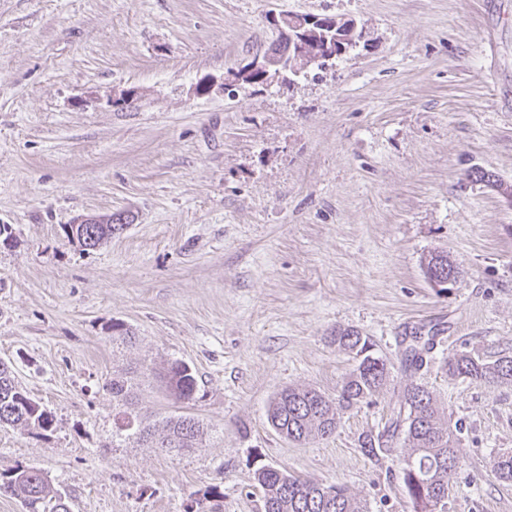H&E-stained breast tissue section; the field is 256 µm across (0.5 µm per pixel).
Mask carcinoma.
<instances>
[{
  "mask_svg": "<svg viewBox=\"0 0 512 512\" xmlns=\"http://www.w3.org/2000/svg\"><path fill=\"white\" fill-rule=\"evenodd\" d=\"M121 216H112L110 224L68 225L67 237L95 239L105 243L122 229ZM438 271L448 279L460 274L459 266L443 253L430 257L426 272ZM415 344L406 348L401 371H418L425 359L426 347ZM332 341L339 349L354 355L357 364L336 396L315 388L284 389L277 393L267 409V420L285 438L307 443L331 436L337 427L339 409L370 403L372 397L392 378L393 366L375 355L369 337L349 328H338ZM448 374L498 385H512V356L487 361L467 351H459L448 360ZM166 397L175 404L195 399L197 379L192 369L181 361L172 362L165 372L156 375ZM112 401L119 411L115 424L124 439L138 446L162 448L182 453L198 448L207 430L195 417L181 414L166 420L165 433L155 434V424L132 403L137 377L124 369L112 372L109 382ZM23 425L43 429L49 424L46 410L29 397L15 382L7 366L0 364V425ZM403 439L407 453L403 457V482L413 501L415 512H437V504L448 497V486L460 469L459 439L440 423L436 399L422 384H410L403 390L397 411L377 434L366 435L361 447L371 456L388 452L397 439ZM494 467L498 478L512 482V452L497 455ZM255 478L263 489L264 512H369L367 503L351 495L343 485L325 486L294 477L285 471L262 466ZM0 491L21 501L24 512H70L60 498L49 495L44 472L35 468H18L0 483Z\"/></svg>",
  "mask_w": 512,
  "mask_h": 512,
  "instance_id": "cac0c4a2",
  "label": "carcinoma"
}]
</instances>
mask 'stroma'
Listing matches in <instances>:
<instances>
[{
	"mask_svg": "<svg viewBox=\"0 0 512 512\" xmlns=\"http://www.w3.org/2000/svg\"><path fill=\"white\" fill-rule=\"evenodd\" d=\"M357 22V47L270 85L225 75L266 51L272 13ZM512 0H0V362L50 412L0 426V476L35 467L71 512H264L269 465L341 484L370 512H414L405 449L361 439L425 385L461 424L446 512H512L494 471L512 451V386L449 376L463 350L512 356ZM129 216L98 249L81 216ZM448 252L461 275L425 274ZM135 341L113 346V328ZM368 336L416 372L296 444L267 421L291 386L336 394L354 369L330 342ZM188 364L167 400L157 372ZM148 363L143 406L208 427L183 454L113 446L115 368ZM413 338L417 344L406 348L401 359V371L405 373L408 371H419L425 362L424 351L426 352V350L430 349L429 347L426 348V345L428 346L430 342L424 343L423 347H418L422 336H413ZM166 397L175 404H189L197 392V379L192 369L181 361L172 362L165 372L155 376Z\"/></svg>",
	"mask_w": 512,
	"mask_h": 512,
	"instance_id": "1",
	"label": "stroma"
}]
</instances>
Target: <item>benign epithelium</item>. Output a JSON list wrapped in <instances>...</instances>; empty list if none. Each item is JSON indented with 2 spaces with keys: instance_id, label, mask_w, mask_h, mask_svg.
Segmentation results:
<instances>
[{
  "instance_id": "1",
  "label": "benign epithelium",
  "mask_w": 512,
  "mask_h": 512,
  "mask_svg": "<svg viewBox=\"0 0 512 512\" xmlns=\"http://www.w3.org/2000/svg\"><path fill=\"white\" fill-rule=\"evenodd\" d=\"M278 37L295 46L289 59L280 58L270 52L259 54L237 72L231 79H224V89L232 90L241 79H251V74L260 72L262 80L269 81L289 70L298 74L312 66L322 67L327 62L346 53V49L362 35L352 20L337 18L327 24L314 15L273 14L270 16Z\"/></svg>"
}]
</instances>
